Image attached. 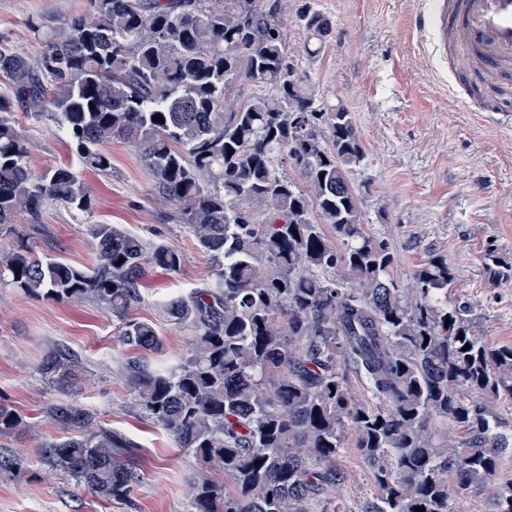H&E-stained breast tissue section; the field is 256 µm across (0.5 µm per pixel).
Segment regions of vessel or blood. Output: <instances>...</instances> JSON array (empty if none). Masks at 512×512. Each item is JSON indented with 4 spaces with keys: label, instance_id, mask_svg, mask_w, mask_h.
I'll return each mask as SVG.
<instances>
[{
    "label": "vessel or blood",
    "instance_id": "vessel-or-blood-1",
    "mask_svg": "<svg viewBox=\"0 0 512 512\" xmlns=\"http://www.w3.org/2000/svg\"><path fill=\"white\" fill-rule=\"evenodd\" d=\"M412 24L468 52L485 78L512 73V0H419Z\"/></svg>",
    "mask_w": 512,
    "mask_h": 512
}]
</instances>
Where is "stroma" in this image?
I'll use <instances>...</instances> for the list:
<instances>
[{
    "label": "stroma",
    "instance_id": "1",
    "mask_svg": "<svg viewBox=\"0 0 512 512\" xmlns=\"http://www.w3.org/2000/svg\"><path fill=\"white\" fill-rule=\"evenodd\" d=\"M333 33L316 57L300 55L296 67L309 76L316 101L342 102L352 112L365 152L353 171L360 208L375 239L395 257L394 278L411 287L414 270L432 256L445 257L455 279L449 302L471 304L477 334L491 346H512V126H495L485 111L512 108V80L476 84L465 57L433 55L410 29L416 0H317ZM87 10V0H0V52L38 57L45 36ZM12 117L28 141L33 174L67 164L88 186L94 205L85 213L64 204L38 217L19 214L17 233L35 251L92 267L89 234L94 224H119L148 245H167L182 256L177 271L149 267L143 300L131 317L155 323V351L124 345L120 321L93 300L77 304L36 298L0 286V403L24 428L1 434L25 470L0 477V512H187L192 454L133 406L125 376L129 360L175 366L187 351L188 330L168 322L161 304L188 295L210 280L213 265L173 205L160 201L152 178L130 143L114 140L105 150L107 171L83 166L70 142L48 117L14 108ZM41 226L31 233L30 224ZM78 358L76 387L61 388L41 372L57 347ZM94 413L100 425L133 443L131 459L142 479L128 500H106L75 478L42 466L44 444L70 431L48 413L55 404ZM344 478L336 487L341 512H362L376 488L354 442L336 461Z\"/></svg>",
    "mask_w": 512,
    "mask_h": 512
}]
</instances>
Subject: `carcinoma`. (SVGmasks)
I'll return each instance as SVG.
<instances>
[{"instance_id": "obj_1", "label": "carcinoma", "mask_w": 512, "mask_h": 512, "mask_svg": "<svg viewBox=\"0 0 512 512\" xmlns=\"http://www.w3.org/2000/svg\"><path fill=\"white\" fill-rule=\"evenodd\" d=\"M88 4L50 32L38 59L0 53L15 98H0V239L21 212L93 206L70 166L29 171L13 104L48 113L95 170L111 168L106 142L136 147L158 197L214 266L205 287L163 305L168 321L191 332L181 361L125 370L138 411L199 461L188 512H336V460L350 434L378 487L363 512H455L454 498L473 490L488 492L485 512H512V480L494 486L512 455V421L490 408L512 398V347L487 345L469 304L448 305L454 272L445 258L416 270L415 287H399L394 256L366 232L351 181L365 158L353 114L341 103L306 111L314 96L289 66L295 48L279 5ZM295 19L303 52L319 53L330 21L309 0ZM244 81L261 91L241 101ZM90 234L91 269L1 247L0 284L54 302L90 298L123 320L125 344L159 349L155 324L128 314L146 265L175 271L181 254L148 248L119 224H93ZM77 368L66 347L42 365L62 386ZM354 378L370 399L354 395ZM50 415L79 435L45 444L43 464L106 500L126 498L141 481L122 455L127 441L77 406ZM24 426L0 404V433ZM22 472V459L0 447V476Z\"/></svg>"}]
</instances>
